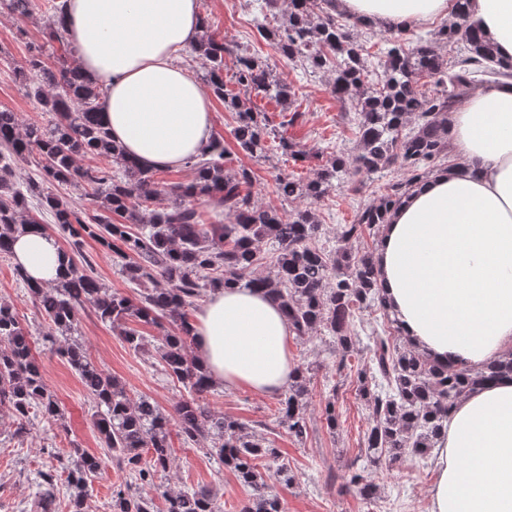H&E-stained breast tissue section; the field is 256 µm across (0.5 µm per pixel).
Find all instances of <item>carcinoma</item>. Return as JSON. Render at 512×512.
Wrapping results in <instances>:
<instances>
[{"label":"carcinoma","instance_id":"carcinoma-1","mask_svg":"<svg viewBox=\"0 0 512 512\" xmlns=\"http://www.w3.org/2000/svg\"><path fill=\"white\" fill-rule=\"evenodd\" d=\"M331 2L288 0L285 20L271 27L257 23L262 38L282 56L305 70L329 75L331 94L341 102L350 99L359 116L355 146L318 165L313 177L275 176L279 196L302 202L292 211L255 199L250 169L242 166L231 172L225 167L227 151L220 134L213 135L207 149L188 163L193 170L189 183L156 181L152 170L127 157L112 140L101 117L100 89L77 67L67 65L63 56L47 63L41 46L31 51L15 77L50 119L23 123L17 113L0 109V255L11 254L16 234L40 224L31 213L34 201L69 238V248L63 250L66 269L56 284L38 286L16 270L48 323L46 340L70 334L78 308L86 303L136 350L145 348V337L130 323L168 320L174 326L157 347L156 356L164 371L193 398L176 402L171 414L145 396H131L118 378L91 360L80 343L57 348L95 400V426L112 461L129 469L141 483L152 484L155 475L173 465L170 437L175 428L184 440L204 443L206 453L247 489L241 512H286L284 499L273 492L269 481L290 485L295 476L284 464L270 473L260 471V461L280 458L279 449L257 435L250 424L216 412L200 400L212 385L188 354L193 339L188 308L208 289L239 285L262 291L279 302L296 338L307 341L328 333L334 343L336 371L343 372L361 343L355 314L375 308L388 313L377 285L374 252L354 254L347 244L360 242L367 234L377 238L391 209L414 184L438 173L449 153L448 113L471 89L512 77V64L499 60L474 20L469 0H456L453 23L434 36L400 29L399 36L383 38L381 80L374 83L356 32L362 23L336 22ZM41 8L48 13L45 42L67 45L61 0L43 5L39 0H0V9L20 24ZM459 42L463 54L447 62L443 51ZM193 50L208 62L207 86L235 113L234 137L244 153L264 158L276 147L295 161L308 158L248 98L255 91L278 102L290 111L288 125L292 126L302 113L291 109L294 92L289 84L239 46L217 40L207 27ZM227 56L233 59L237 94L224 88ZM424 77L437 79L442 89L436 93L419 89L418 81ZM88 156L105 164L82 166ZM30 159L39 167V179L21 184L15 180V167ZM395 166L407 177L389 181L376 201L357 210L352 223L340 225L336 231L340 247L329 252L319 247L321 224L315 204L345 182ZM54 183L92 186L95 212L86 215L74 209L49 191ZM199 200L224 213L228 222L204 223L196 206ZM87 237L120 259L121 272L142 286L137 298L109 291L94 275L92 261L82 250ZM269 242L276 246L273 270L258 274L259 254ZM146 283L154 287L146 288ZM367 340L370 357L356 371V382L370 411V425L361 454L347 466L343 480L370 503L378 497V486L368 479L369 468L407 455L428 457L443 421L466 393L512 380V352L480 371L451 362L436 364L403 339L394 319L388 328L372 330ZM0 343V406L12 410L16 433H27L39 417L61 420L58 401L44 383L28 333L5 302H0ZM312 371L311 364L296 366L279 402V426L300 442L309 432ZM322 416L329 429H336V393L326 399ZM101 466L100 457L82 448L70 451L64 468L68 486L75 489L70 512H87L88 479ZM43 485L37 508L52 512L54 475L43 474ZM162 496L166 512H221L209 487L166 490ZM154 508V498L147 494H132L120 487L112 491V512H154Z\"/></svg>","mask_w":512,"mask_h":512}]
</instances>
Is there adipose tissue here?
I'll list each match as a JSON object with an SVG mask.
<instances>
[{
  "label": "adipose tissue",
  "mask_w": 512,
  "mask_h": 512,
  "mask_svg": "<svg viewBox=\"0 0 512 512\" xmlns=\"http://www.w3.org/2000/svg\"><path fill=\"white\" fill-rule=\"evenodd\" d=\"M377 28L453 19L455 0H334ZM67 38L85 77L105 89L104 121L140 165H185L207 146L209 92L182 52L203 30L197 0H64ZM474 17L512 57V0H471ZM461 162L418 184L384 225L376 262L392 316L431 359L479 368L512 351V79L476 88L448 115ZM36 284L58 280L49 234L12 244ZM194 360L210 381L280 393L293 376L292 327L278 303L248 288L215 291L192 323ZM430 512H512V382L462 398L433 450Z\"/></svg>",
  "instance_id": "adipose-tissue-1"
}]
</instances>
